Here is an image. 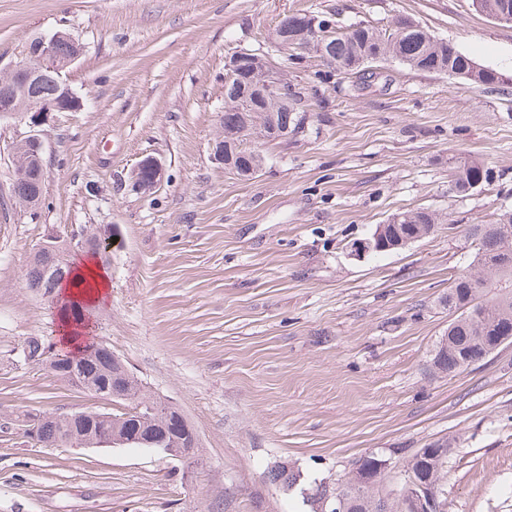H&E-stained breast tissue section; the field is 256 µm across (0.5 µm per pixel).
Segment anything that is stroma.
I'll use <instances>...</instances> for the list:
<instances>
[{
	"label": "stroma",
	"mask_w": 512,
	"mask_h": 512,
	"mask_svg": "<svg viewBox=\"0 0 512 512\" xmlns=\"http://www.w3.org/2000/svg\"><path fill=\"white\" fill-rule=\"evenodd\" d=\"M310 9L339 25L420 22L510 83L474 87L379 63L361 84L319 88L317 132L259 142L250 180L212 158L223 129L224 61ZM62 31L82 48L64 79L79 110L0 118V512H332L354 459L389 461L395 493L417 449L448 441V512H512V343L469 368L435 372L448 328L439 299L471 261L469 225L512 209V24L472 0H0V73L30 40ZM45 143L36 209L12 197L11 152ZM165 166L144 195L131 174ZM492 178L450 190L453 158ZM443 216L429 237L358 255L392 214ZM112 228L108 298L92 333L152 396L175 405L199 448H44L20 413L117 412L20 351L61 348L59 305L27 285L49 237ZM289 462L296 486L271 482ZM165 171L160 160L148 156L138 162L132 172V187L141 194L154 193L163 183Z\"/></svg>",
	"instance_id": "obj_1"
}]
</instances>
